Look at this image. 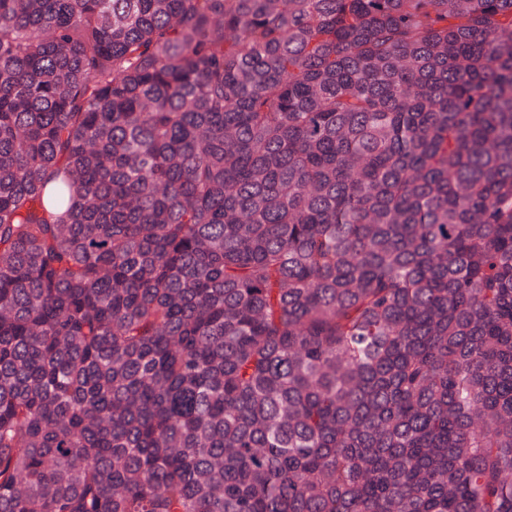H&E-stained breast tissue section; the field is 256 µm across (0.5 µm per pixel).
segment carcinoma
Masks as SVG:
<instances>
[{
    "instance_id": "1",
    "label": "carcinoma",
    "mask_w": 512,
    "mask_h": 512,
    "mask_svg": "<svg viewBox=\"0 0 512 512\" xmlns=\"http://www.w3.org/2000/svg\"><path fill=\"white\" fill-rule=\"evenodd\" d=\"M0 512H512V0H0Z\"/></svg>"
}]
</instances>
